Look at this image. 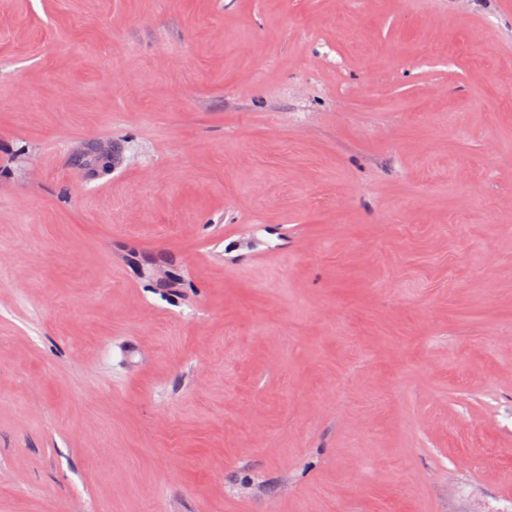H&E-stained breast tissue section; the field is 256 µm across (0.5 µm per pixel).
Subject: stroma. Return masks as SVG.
Masks as SVG:
<instances>
[{
	"instance_id": "1",
	"label": "stroma",
	"mask_w": 512,
	"mask_h": 512,
	"mask_svg": "<svg viewBox=\"0 0 512 512\" xmlns=\"http://www.w3.org/2000/svg\"><path fill=\"white\" fill-rule=\"evenodd\" d=\"M0 512H512V10L0 0Z\"/></svg>"
}]
</instances>
